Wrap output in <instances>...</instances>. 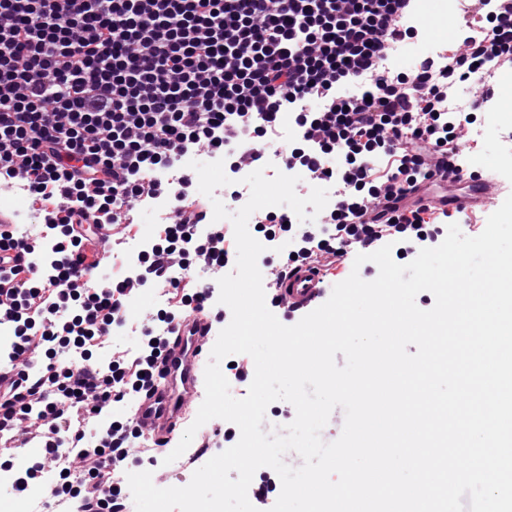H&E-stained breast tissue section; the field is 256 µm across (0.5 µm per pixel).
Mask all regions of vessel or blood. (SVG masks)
<instances>
[{
	"label": "vessel or blood",
	"mask_w": 512,
	"mask_h": 512,
	"mask_svg": "<svg viewBox=\"0 0 512 512\" xmlns=\"http://www.w3.org/2000/svg\"><path fill=\"white\" fill-rule=\"evenodd\" d=\"M455 179L464 185V193L453 198L425 197L419 193H408L405 204L408 208L433 206L455 211L467 216L477 206L491 201L495 196L492 184L472 179L469 173L457 172ZM111 226L98 231V239L86 244L88 255L87 273L99 287H107L101 264V241L110 239ZM324 289L320 273L309 263H301L289 276L275 275L273 295L282 297L289 307L301 308L313 304ZM209 320L205 313L195 312L174 326L162 339L163 360L159 378L142 396L136 409V420L146 435L156 440L166 439L178 431V421L184 405L193 397L199 374L210 359L211 344L208 342Z\"/></svg>",
	"instance_id": "vessel-or-blood-1"
}]
</instances>
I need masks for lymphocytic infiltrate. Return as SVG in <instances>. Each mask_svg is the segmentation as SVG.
Returning a JSON list of instances; mask_svg holds the SVG:
<instances>
[{"label":"lymphocytic infiltrate","mask_w":512,"mask_h":512,"mask_svg":"<svg viewBox=\"0 0 512 512\" xmlns=\"http://www.w3.org/2000/svg\"><path fill=\"white\" fill-rule=\"evenodd\" d=\"M414 0H0V179L21 181L61 231L50 273L29 260L26 236L0 234V296L11 305L16 365L0 373V465L19 435L34 433L40 464L16 473L10 491L26 493L44 469L60 470L36 512H131L118 465L152 467L173 444L154 447L133 414L114 413L140 396L158 372V329L200 310L224 321L204 272L218 273L234 254L226 225L210 221L208 200L163 174L188 154L237 157L271 151L278 169L297 165L333 186L335 204L320 223L289 213L254 218L269 254L284 266L301 260L323 277L352 266L358 254L392 245L398 259L438 246L448 224L477 231L488 213L462 220L442 208L401 206L403 186L436 189L425 162L468 168L464 143L471 111L512 67V0H458L452 56L426 57L392 74L388 57L414 31ZM469 94L460 97L458 87ZM291 112L297 144L283 149L282 115ZM169 198L157 243L141 259L140 287H161L165 304L130 322L126 278L106 288L81 282L84 238L75 224H108L122 235L136 211ZM377 213L380 226L358 230ZM138 347H111L114 328ZM40 369L24 364L30 347ZM110 348L112 363L93 356ZM15 428H8V421ZM75 448L67 459L61 444Z\"/></svg>","instance_id":"1"}]
</instances>
